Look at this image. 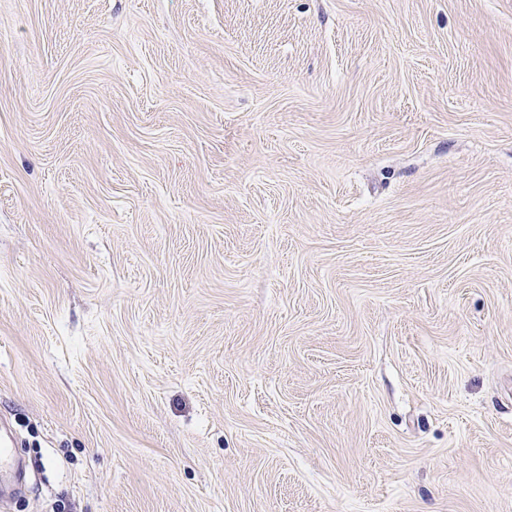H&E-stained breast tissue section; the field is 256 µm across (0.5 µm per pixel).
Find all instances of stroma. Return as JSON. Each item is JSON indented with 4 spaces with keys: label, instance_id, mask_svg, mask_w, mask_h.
Segmentation results:
<instances>
[{
    "label": "stroma",
    "instance_id": "stroma-1",
    "mask_svg": "<svg viewBox=\"0 0 512 512\" xmlns=\"http://www.w3.org/2000/svg\"><path fill=\"white\" fill-rule=\"evenodd\" d=\"M0 512H512V0H0Z\"/></svg>",
    "mask_w": 512,
    "mask_h": 512
}]
</instances>
